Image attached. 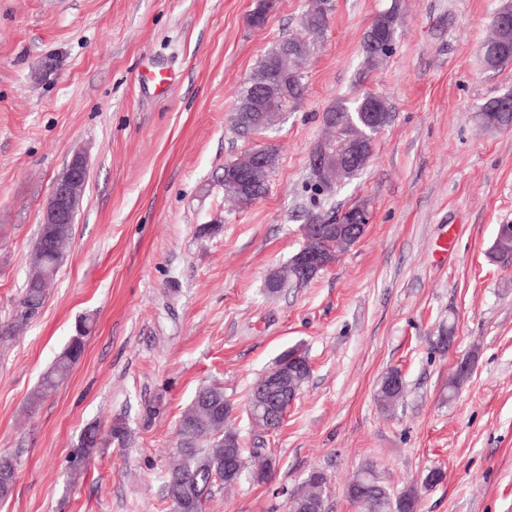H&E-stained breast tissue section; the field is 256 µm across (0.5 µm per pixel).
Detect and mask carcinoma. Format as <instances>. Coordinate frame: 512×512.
Returning <instances> with one entry per match:
<instances>
[{
  "label": "carcinoma",
  "instance_id": "obj_1",
  "mask_svg": "<svg viewBox=\"0 0 512 512\" xmlns=\"http://www.w3.org/2000/svg\"><path fill=\"white\" fill-rule=\"evenodd\" d=\"M329 0H316L310 17L302 22L303 34L292 35L270 49L252 71V76L262 79L265 62L286 50L292 54V61L288 68V99L280 104L276 111L281 112L286 105H293L301 98L304 91L303 74L300 71V62L311 54V48L323 37L328 23ZM397 12L391 9L379 12L371 26L373 41H363L364 67L372 70L378 66L383 55L378 48L388 44L393 45L397 34ZM493 54L492 69H498L512 62V33L508 39H503L499 29V17H494L492 35L484 42ZM375 100L380 118L379 128H384L389 122L390 105L386 98L376 93H367L357 101L347 104L340 102L330 108L336 120H327L325 125L333 132L327 142L336 150V156L344 153L346 146L354 141L365 139L370 133L366 121L365 111L359 105L366 99ZM503 111L502 99L497 97L484 103L478 110V117L486 128H493L491 120L498 117ZM352 177L334 176L321 183L314 177L308 181L317 195L326 197L333 194L338 187ZM72 236V227L69 225L44 224L39 226V232L31 255L29 269L22 289L21 301L29 305L42 307L47 286L54 281L59 266L54 256V244L67 247ZM93 321L86 319L83 322L79 335L70 339L67 346L56 357L51 368L43 375L41 382L32 395V402H37L44 396L54 392L60 384L66 381L70 372L84 352L85 339ZM405 393V381L402 372L397 368L388 370L382 377L376 391V399L380 408L389 412L399 404ZM197 408L188 414L182 413L179 421L181 436L188 438L185 451L176 452L173 461L167 466L164 476L167 496L170 502L180 504L185 512H194L200 497H209L212 494L234 487L245 480L263 482L271 475L275 461L267 449L260 446L246 448L236 429L224 430V425L215 427L209 425L207 406L214 405L224 409V388L213 387L206 397L196 401ZM212 431L221 438L232 440L238 457L245 460L246 469L236 478L224 476V449L215 447V439L207 436ZM104 443L101 430L95 424L86 427L82 433L78 448L74 449L71 457L72 475H78L91 462ZM353 486L365 489V501H355L361 512H419L420 496L417 489L410 487L395 495L381 483L373 466L368 465L351 482Z\"/></svg>",
  "mask_w": 512,
  "mask_h": 512
}]
</instances>
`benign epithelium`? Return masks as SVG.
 <instances>
[{
	"instance_id": "obj_1",
	"label": "benign epithelium",
	"mask_w": 512,
	"mask_h": 512,
	"mask_svg": "<svg viewBox=\"0 0 512 512\" xmlns=\"http://www.w3.org/2000/svg\"><path fill=\"white\" fill-rule=\"evenodd\" d=\"M288 93V57L281 55L273 60L265 78L255 83L252 102L246 111L255 121V130L271 127L272 119H279L282 113L275 111L279 101ZM370 153L361 142L355 143L345 156L338 159L327 148H322L313 156L315 171L324 174L343 166L347 169L364 168L368 165ZM277 164L276 154L272 150L253 149L224 164L225 173L231 175L237 193L230 200V209L243 211L262 198V187ZM89 168L87 157L78 152L74 154L64 171L53 182L51 192L43 208V224H75L78 203L87 184ZM363 215L353 219L350 224H323L311 220L302 225L304 243L301 249L288 262L274 270L268 281L275 282L292 271L308 278L317 277L322 271L335 263L339 252L321 251L312 245V241L330 235L344 239L351 244L357 243L364 235L367 226L368 204L359 205ZM311 368L310 361L295 352L287 361L271 367L264 376V384L255 395L249 410L268 424L267 432L280 429L281 421L290 406L298 397L297 375Z\"/></svg>"
}]
</instances>
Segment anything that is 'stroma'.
Masks as SVG:
<instances>
[{
    "instance_id": "obj_1",
    "label": "stroma",
    "mask_w": 512,
    "mask_h": 512,
    "mask_svg": "<svg viewBox=\"0 0 512 512\" xmlns=\"http://www.w3.org/2000/svg\"><path fill=\"white\" fill-rule=\"evenodd\" d=\"M255 3L0 0V323L18 305L54 180L75 153L89 165L68 257L38 317L0 344V453L19 464L0 512H171L163 470L196 390L223 385L253 444L251 386L293 346L312 373L283 428L262 438L272 477L215 493L206 512H287L315 469L327 512H359L347 486L369 463L393 492L418 487L420 512H512V265L489 257L512 224V129L477 119L512 92V64L489 71L479 56L501 0H333L300 104L241 137L239 90L265 52L300 33L308 7L278 0L255 30ZM392 6L393 50L363 73V36ZM367 92L387 97L391 120L369 166L315 202L308 165L322 115ZM260 146L279 155L270 189L227 212L224 164ZM363 198L357 244L308 286L266 294L268 273L301 248L307 215L330 223ZM88 316L69 378L31 402ZM448 322L456 343L435 352L429 338ZM465 360L471 374L447 400ZM391 368L407 393L388 417L374 394ZM159 393L163 408L144 421ZM119 418L128 445L102 447L72 477L84 427ZM434 468L442 482L422 487Z\"/></svg>"
}]
</instances>
